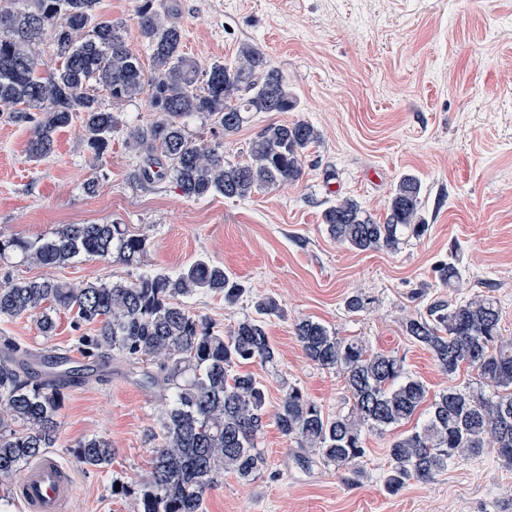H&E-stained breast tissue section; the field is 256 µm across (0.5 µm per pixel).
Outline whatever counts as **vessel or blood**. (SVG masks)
<instances>
[{
	"label": "vessel or blood",
	"mask_w": 512,
	"mask_h": 512,
	"mask_svg": "<svg viewBox=\"0 0 512 512\" xmlns=\"http://www.w3.org/2000/svg\"><path fill=\"white\" fill-rule=\"evenodd\" d=\"M73 493L70 471L51 455L25 468L13 489L25 512H69Z\"/></svg>",
	"instance_id": "obj_1"
}]
</instances>
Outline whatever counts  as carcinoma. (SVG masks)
I'll use <instances>...</instances> for the list:
<instances>
[{
    "mask_svg": "<svg viewBox=\"0 0 512 512\" xmlns=\"http://www.w3.org/2000/svg\"><path fill=\"white\" fill-rule=\"evenodd\" d=\"M101 0H0V112L33 123L28 154L50 156L58 132L79 121L96 159L107 154L118 115L95 88L117 106L147 95L159 118L127 133V145L141 158L130 171L133 186L173 183L191 200L215 196L245 199L300 180L302 159L320 139L309 122L272 123L251 142L243 161L224 156V143L189 131L198 116L236 133L252 112H290L297 98L265 51L246 43L231 64L215 60L199 69L182 51L183 31L168 21L154 0H137L135 18L150 52L151 68L128 42L127 24L105 17ZM50 39L57 65L47 68L36 47ZM337 243L358 251L395 250L429 231L422 214L421 182L400 178L377 221L350 197L322 213ZM147 252V238L124 224H61L34 240L0 234V257L13 253L46 268L78 257L115 259L132 265ZM443 288L463 281L457 259L438 269ZM213 293L232 305L247 294L224 266L199 258L180 272H143L134 280L73 285L54 278L6 279L0 283V316L38 314L41 335L56 331L57 308L74 312L76 325L92 327L78 337V349L105 364L120 359L142 372L144 383L163 392L161 421L150 478L137 497L136 512H204L209 490L233 474L248 481L267 466L257 448L266 414V385L238 368L258 360L271 363L276 351L267 320L282 310L271 296L254 302V313L224 331L191 312L181 301ZM495 300L477 294L437 301L425 316L404 322L407 336L453 375L465 366L492 388L488 396L449 388L434 395L421 425L396 437L388 448L390 468L384 491L398 493L408 482H427L462 456L493 448L512 467V338L500 333ZM298 342L311 362L343 373L353 403L348 413L326 416L303 391L288 388L274 414L280 432L338 469L356 471L365 455L364 437L411 420L428 391L404 372L397 357L368 349L359 339L343 340L324 324L302 319ZM0 479L10 480L28 462L54 447L65 377L79 375L60 353L36 369L32 354L9 339L0 342ZM79 461L100 468L112 461L106 441L79 442Z\"/></svg>",
    "mask_w": 512,
    "mask_h": 512,
    "instance_id": "1",
    "label": "carcinoma"
}]
</instances>
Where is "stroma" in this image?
Wrapping results in <instances>:
<instances>
[{"label": "stroma", "instance_id": "1", "mask_svg": "<svg viewBox=\"0 0 512 512\" xmlns=\"http://www.w3.org/2000/svg\"><path fill=\"white\" fill-rule=\"evenodd\" d=\"M170 20L184 33L183 50L199 67L233 61L242 44L259 45L293 88L292 112H255L223 136L192 119L226 156L244 158L265 125L304 120L321 133L303 160L300 181L246 199L194 201L172 183L130 184L136 159L126 130L156 120L145 97L119 105L120 127L103 159L87 148L80 124L60 131L53 154L28 157L30 123L0 115V234L34 239L60 224L118 222L143 234L148 269L175 272L200 257L224 266L246 286L235 305L210 293L187 298L192 312L224 330L253 314L255 299L271 296L284 314L270 318L272 364L245 369L264 382L275 411L288 387H299L324 414L351 405L342 372L309 361L294 332L302 319L325 324L339 338L402 359L430 393L475 389V374L449 375L408 337L403 320L426 314L437 299L482 293L500 312L502 336H512V0H176ZM422 185L429 232L398 250L355 252L334 241L322 212L350 196L377 219L405 174ZM97 191L87 195L85 182ZM460 256L465 287H441L436 268L450 251ZM139 268L115 260L78 259L49 270L0 265V278L52 276L69 283L126 281ZM355 291L369 299L349 313ZM51 339L33 317L0 316V336L21 347L47 346L80 359L70 312H56ZM165 409L161 392L113 361L108 376L64 390L54 448L75 479L70 512H135L151 470ZM400 428L365 435L361 475L324 464L267 421L258 447L268 468L249 481L225 476L205 498V512H512V471L494 451L461 458L433 480L387 494L381 478L387 448ZM97 437L115 450L108 468L85 467L80 441ZM124 493L112 492L113 484Z\"/></svg>", "mask_w": 512, "mask_h": 512}]
</instances>
